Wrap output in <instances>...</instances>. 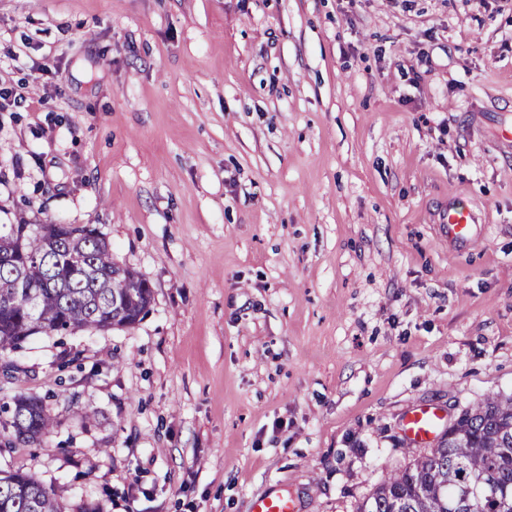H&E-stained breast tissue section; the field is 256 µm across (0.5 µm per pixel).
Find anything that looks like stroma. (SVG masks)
<instances>
[{
  "label": "stroma",
  "mask_w": 512,
  "mask_h": 512,
  "mask_svg": "<svg viewBox=\"0 0 512 512\" xmlns=\"http://www.w3.org/2000/svg\"><path fill=\"white\" fill-rule=\"evenodd\" d=\"M3 92L0 225L152 289L0 353L54 419L0 469L62 512H354L409 412L512 396V0H0ZM442 223L448 242L458 247L467 245L473 236L474 229L481 224L476 210L457 206L448 207ZM251 510V512H296V506L292 498L260 497L254 501Z\"/></svg>",
  "instance_id": "35a3bbf8"
}]
</instances>
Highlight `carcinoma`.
Returning a JSON list of instances; mask_svg holds the SVG:
<instances>
[{"label": "carcinoma", "mask_w": 512, "mask_h": 512, "mask_svg": "<svg viewBox=\"0 0 512 512\" xmlns=\"http://www.w3.org/2000/svg\"><path fill=\"white\" fill-rule=\"evenodd\" d=\"M0 231V253L23 250L0 266V351L38 333L127 327L148 312L152 290L112 261L95 229L30 224L23 243ZM53 419L35 397L0 401V438L12 448L45 436ZM0 512H61L34 476L0 470ZM356 512H512V396L462 409L430 451L388 475Z\"/></svg>", "instance_id": "cac0c4a2"}]
</instances>
